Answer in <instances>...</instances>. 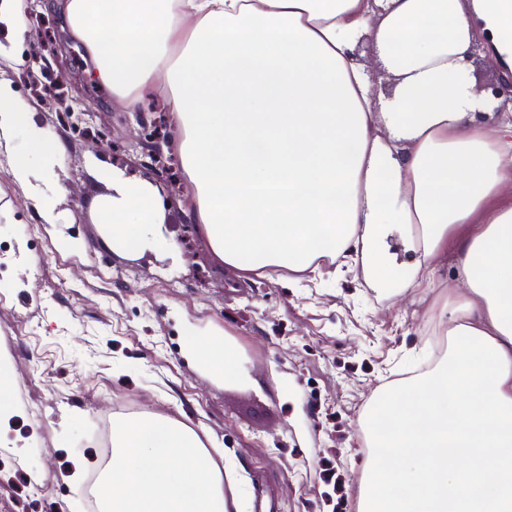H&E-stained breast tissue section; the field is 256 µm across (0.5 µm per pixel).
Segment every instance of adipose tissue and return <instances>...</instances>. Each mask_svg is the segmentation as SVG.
Listing matches in <instances>:
<instances>
[{
    "instance_id": "obj_1",
    "label": "adipose tissue",
    "mask_w": 512,
    "mask_h": 512,
    "mask_svg": "<svg viewBox=\"0 0 512 512\" xmlns=\"http://www.w3.org/2000/svg\"><path fill=\"white\" fill-rule=\"evenodd\" d=\"M63 18L113 98L134 109L143 89L166 88L191 219L224 265L303 272L354 257L383 288L392 232L417 256L413 284L432 283L458 245L468 296L438 314L452 342L372 404L359 512H512V114H495L466 72L480 37L512 73V0H63ZM376 67L389 94L374 90ZM18 135L12 176L27 187L66 147L0 85V140ZM104 182L93 212L116 254L176 252L157 186L117 169ZM185 336L200 369L243 379L232 342ZM99 501L100 512H242L200 434L154 413L113 420Z\"/></svg>"
}]
</instances>
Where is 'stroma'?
Returning <instances> with one entry per match:
<instances>
[{"instance_id": "1", "label": "stroma", "mask_w": 512, "mask_h": 512, "mask_svg": "<svg viewBox=\"0 0 512 512\" xmlns=\"http://www.w3.org/2000/svg\"><path fill=\"white\" fill-rule=\"evenodd\" d=\"M26 34L0 27V82L66 153L44 188L58 223L0 168V357L22 372L0 420V512H88L97 469L73 486L79 459H102L100 423L155 412L204 427L224 450L245 512H358L370 450L362 420L381 388L439 361L435 313L465 293L449 253L432 284L371 287L355 262L259 275L220 264L189 218L195 200L178 159L146 165L145 133L176 138L168 113L132 112L84 73L45 0ZM156 181L179 262L113 254L91 211L103 171ZM228 334L247 377L228 383L182 353L181 319ZM43 420H33L32 407Z\"/></svg>"}]
</instances>
